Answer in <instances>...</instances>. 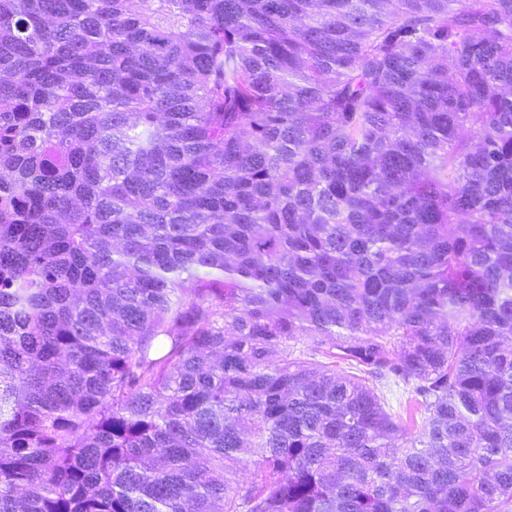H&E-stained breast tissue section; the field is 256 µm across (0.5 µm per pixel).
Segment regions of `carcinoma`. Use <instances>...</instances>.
I'll return each instance as SVG.
<instances>
[{
  "mask_svg": "<svg viewBox=\"0 0 512 512\" xmlns=\"http://www.w3.org/2000/svg\"><path fill=\"white\" fill-rule=\"evenodd\" d=\"M0 512H512V0H0Z\"/></svg>",
  "mask_w": 512,
  "mask_h": 512,
  "instance_id": "obj_1",
  "label": "carcinoma"
}]
</instances>
